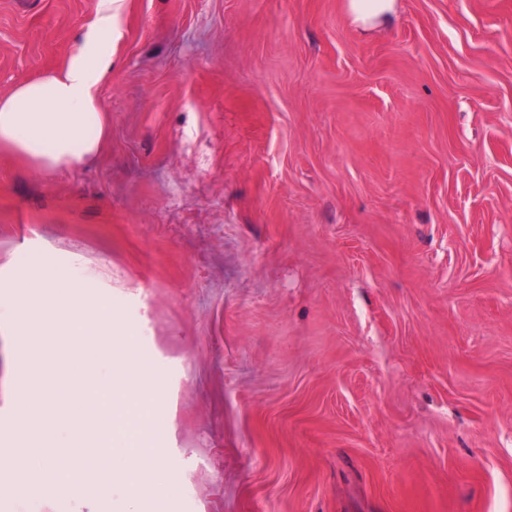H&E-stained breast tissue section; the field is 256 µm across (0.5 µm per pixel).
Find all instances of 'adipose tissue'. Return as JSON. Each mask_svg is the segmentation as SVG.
<instances>
[{
    "label": "adipose tissue",
    "instance_id": "ef3b65f1",
    "mask_svg": "<svg viewBox=\"0 0 512 512\" xmlns=\"http://www.w3.org/2000/svg\"><path fill=\"white\" fill-rule=\"evenodd\" d=\"M398 0H346L353 25L364 29L392 22ZM110 17L99 21L98 38L80 48L60 74L17 85L0 98V150L51 172L95 156L107 125L96 88L109 69L104 49Z\"/></svg>",
    "mask_w": 512,
    "mask_h": 512
}]
</instances>
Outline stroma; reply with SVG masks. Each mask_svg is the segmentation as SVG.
<instances>
[{"label": "stroma", "instance_id": "35a3bbf8", "mask_svg": "<svg viewBox=\"0 0 512 512\" xmlns=\"http://www.w3.org/2000/svg\"><path fill=\"white\" fill-rule=\"evenodd\" d=\"M345 3L0 0V97L112 16L109 136L0 152V259L81 252L137 327L163 512H512V0ZM129 499L0 470V512ZM397 0H347L346 11L353 25L368 30L385 26L397 15Z\"/></svg>", "mask_w": 512, "mask_h": 512}]
</instances>
